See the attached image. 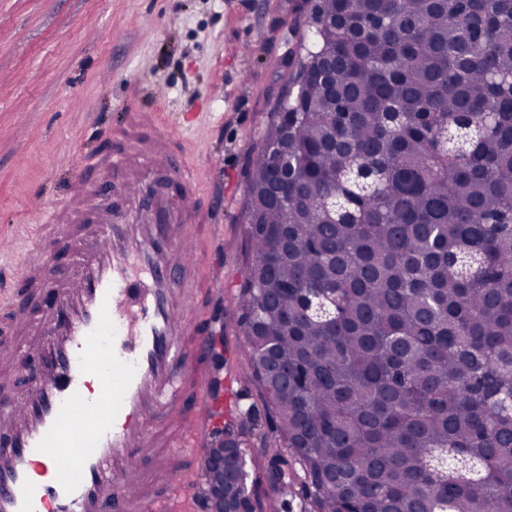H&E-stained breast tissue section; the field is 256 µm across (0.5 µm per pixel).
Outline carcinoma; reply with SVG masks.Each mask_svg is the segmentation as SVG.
I'll return each instance as SVG.
<instances>
[{"mask_svg": "<svg viewBox=\"0 0 512 512\" xmlns=\"http://www.w3.org/2000/svg\"><path fill=\"white\" fill-rule=\"evenodd\" d=\"M291 62L238 297L277 447L227 423L224 492L512 512V0H318Z\"/></svg>", "mask_w": 512, "mask_h": 512, "instance_id": "1", "label": "carcinoma"}]
</instances>
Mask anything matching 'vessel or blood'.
<instances>
[{"label": "vessel or blood", "instance_id": "1", "mask_svg": "<svg viewBox=\"0 0 512 512\" xmlns=\"http://www.w3.org/2000/svg\"><path fill=\"white\" fill-rule=\"evenodd\" d=\"M143 121L152 147L147 166L172 173L179 197L137 184L136 210L124 189L91 177L84 162L72 185L94 192L102 218L71 232L42 210L50 232L27 250L21 275L0 288L11 321L36 324L34 348L0 346L15 375H28L23 395L0 407L14 426L0 445V512H196L198 478L170 467L167 488L145 493L137 481L158 432L182 417L184 439L173 456L202 460L206 430L224 412L206 368L215 338L205 309L185 286L191 259L204 250L191 227L206 221L196 173L171 146L159 116L128 109ZM139 146L114 143L113 175L124 174ZM97 396H90V388Z\"/></svg>", "mask_w": 512, "mask_h": 512}]
</instances>
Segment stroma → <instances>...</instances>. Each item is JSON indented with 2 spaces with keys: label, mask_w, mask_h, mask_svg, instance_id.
<instances>
[{
  "label": "stroma",
  "mask_w": 512,
  "mask_h": 512,
  "mask_svg": "<svg viewBox=\"0 0 512 512\" xmlns=\"http://www.w3.org/2000/svg\"><path fill=\"white\" fill-rule=\"evenodd\" d=\"M315 0H0V270L21 262L39 195L80 224L90 197L74 193L81 157L106 158L123 107L172 120L196 189L223 232L224 345L209 360L230 383L225 417L261 407L243 356L239 287L252 259L246 234L251 157L293 78L288 51L312 25Z\"/></svg>",
  "instance_id": "1"
}]
</instances>
